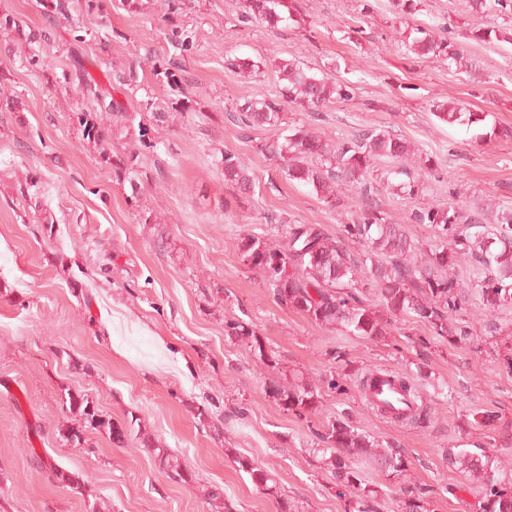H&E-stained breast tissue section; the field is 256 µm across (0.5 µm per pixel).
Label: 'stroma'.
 <instances>
[{
	"label": "stroma",
	"instance_id": "obj_1",
	"mask_svg": "<svg viewBox=\"0 0 512 512\" xmlns=\"http://www.w3.org/2000/svg\"><path fill=\"white\" fill-rule=\"evenodd\" d=\"M287 3L290 19L270 28L243 21V0H144L134 11L102 0L93 13L76 0L64 16L45 10L44 0H0V15L22 29L0 36V512H212L210 487L223 490L234 512H277L226 456L229 448L274 473L300 512H345L314 453L317 430L340 412L408 458L398 479L364 466L380 492L378 512H393L404 483L430 489L431 512H473L474 494L443 458L448 445H488L512 467V373L487 346L439 342L420 356L409 345L427 333L419 322H396L380 342L318 325L282 307L237 249L241 238L281 237L292 224L336 235L361 207L352 191L329 208L261 152L299 126L331 144L384 129L432 156L435 170L417 197L390 194V160L376 161L370 175L392 219L421 242L433 236L411 223L415 210L454 201L491 216L512 205V44L472 38L478 26L512 28V10L478 14L470 0ZM420 26L455 41L478 78L409 53ZM174 30L190 37V52L169 42ZM31 31L50 38L26 40ZM85 56L95 59L90 72L99 81L100 63L116 71L142 64L115 94L138 122L111 125L104 149L138 150L133 176L104 162L78 125L77 113L93 107L75 78ZM235 56L256 62L257 73L228 68ZM168 59L181 68L183 93L153 75L154 61ZM288 60L346 82L350 99L316 114L288 104L280 126L231 129L225 115L241 97L276 98L275 66ZM447 101L486 113L501 136L480 141L474 130L442 123L430 106ZM157 112L170 120L156 123ZM227 152L252 168L253 191L225 184ZM230 319L251 322L289 374L318 379L338 355L358 371L416 373L431 417L418 427L395 424L351 385L341 394L323 389L316 413L280 409L264 392L268 372L225 336ZM68 391L114 421L140 418L193 483L172 482L135 438L120 447L93 431L83 446L62 442L61 428L74 424ZM475 410L493 421L473 424ZM50 459L78 474L80 487L51 481L42 468Z\"/></svg>",
	"mask_w": 512,
	"mask_h": 512
}]
</instances>
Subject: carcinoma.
I'll return each mask as SVG.
<instances>
[{"label": "carcinoma", "instance_id": "1", "mask_svg": "<svg viewBox=\"0 0 512 512\" xmlns=\"http://www.w3.org/2000/svg\"><path fill=\"white\" fill-rule=\"evenodd\" d=\"M285 0H244L242 18L277 27L286 17L281 9ZM418 36L409 50L418 57L435 56L469 73L472 64L464 60L457 45L449 39H437L427 28L417 29ZM153 74L168 84L179 87L177 74L162 61H155ZM76 78L83 96L97 102L93 112H80L77 119L84 135L94 141L107 142L110 130L105 116L120 122H134L120 101L106 100L99 83L77 63ZM283 82L277 100L243 98L227 121L242 130L255 126L276 127L281 124L282 104H296L307 112H317L327 104L350 97L351 87L334 77L310 74L296 63L279 68ZM431 112L440 121L453 125H480L487 114L471 112L448 103L432 105ZM260 151L276 155L283 173L290 181L312 187L317 197L331 208L339 206L344 190H359L363 205L348 224L342 225L341 235L333 238L318 224H292L284 238L272 241L263 236L244 237L238 249L251 266L259 269L263 283L282 306L300 311L313 321L337 328L347 335L382 340L389 335L391 322L409 318L421 322L428 335L411 340L419 353L431 349V343L467 344L472 332L464 318L466 297L474 294L488 312L512 305V207L500 209L490 221L480 214L463 216L460 208L450 202L446 206H428L412 213L411 221L431 226L440 239L438 245L421 249L401 224L391 221V215L373 194L367 176L379 159H391L400 166L394 174L403 180L393 185L397 193L418 196L424 190L422 173L434 170L430 156H422L406 140L386 131L365 129L350 139L331 145L305 127L291 130L283 141L263 144ZM224 181L241 190L255 184L244 160L234 154H224ZM356 244V253L347 244ZM463 256L474 263L473 288L466 291L451 276V271ZM224 335L247 345L259 365L276 369L278 359L264 348L253 326L240 319L224 323ZM386 374L418 403V412L408 423L420 425L430 417L427 404L416 393L413 378L387 369L374 368L355 377L352 372L330 374L323 379L327 387L340 393L343 384L352 382L365 393L369 379ZM276 405L295 415L314 412L321 399L320 385L310 379L297 378L282 384L276 380L267 389ZM69 413L79 425L61 434L63 441L77 447L83 432H106L112 443L122 445L128 436L136 434L143 446L153 449L160 468L177 482L189 484L191 473L185 471L177 457L166 448L154 447L151 435L142 430L140 419L131 418L115 423L85 396L68 393ZM325 469L334 479L339 497L351 493L348 512H376L377 490L363 483L362 471L354 462L365 457L379 465L392 477L407 468L402 449L360 430L347 413L342 412L316 433ZM233 453V462L247 473L257 489L266 494H278L275 475L254 461ZM448 466L478 487L474 512H512V482L502 473L497 460L484 448L469 451L451 446L445 451ZM51 479L69 487L77 480L74 475L49 462L43 464ZM398 512H430L427 491L421 487H402L395 495Z\"/></svg>", "mask_w": 512, "mask_h": 512}]
</instances>
